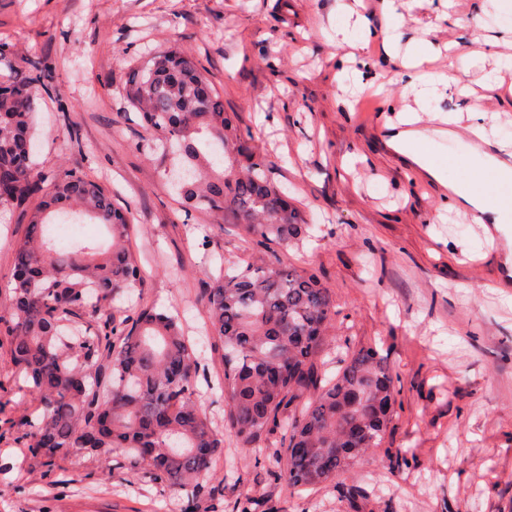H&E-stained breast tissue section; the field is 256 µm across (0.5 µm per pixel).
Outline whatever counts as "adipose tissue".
<instances>
[{"label": "adipose tissue", "mask_w": 512, "mask_h": 512, "mask_svg": "<svg viewBox=\"0 0 512 512\" xmlns=\"http://www.w3.org/2000/svg\"><path fill=\"white\" fill-rule=\"evenodd\" d=\"M417 0H382L381 11L386 20L383 28L373 29L370 23L359 25L357 32L340 27L336 36L343 47L344 60L353 62L362 37L378 34L391 57L405 56L409 73L407 86L415 96L416 110L402 113L396 124L390 127L389 146L418 168L427 178L447 187L449 209L469 217L476 224L493 225L505 240L512 242V211L492 205L486 197L478 196L469 189L470 183L480 181L485 167H496L503 178L512 179V150L491 140L480 121V111H473L470 124H463L459 114L437 112L433 114L434 126L422 125L420 115L430 108V95L435 83L445 80V73L422 71L423 63L433 60L436 50L431 42L414 41L402 44L400 20L403 11L412 9ZM464 142L471 162L456 178H449L446 169L437 165L418 151L419 143H432L443 138Z\"/></svg>", "instance_id": "obj_1"}]
</instances>
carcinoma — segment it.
I'll return each instance as SVG.
<instances>
[{"instance_id": "1", "label": "carcinoma", "mask_w": 512, "mask_h": 512, "mask_svg": "<svg viewBox=\"0 0 512 512\" xmlns=\"http://www.w3.org/2000/svg\"><path fill=\"white\" fill-rule=\"evenodd\" d=\"M23 63L25 76H0V210L41 197L15 249L10 307L0 310V335L40 411L18 445L47 465L71 448L123 451L154 482L187 492L189 512H210L202 480L224 435L197 407L194 349L175 316L116 304L144 286L126 245L131 213L80 171L50 177L35 167L36 88H49V72L36 57ZM124 97L157 133L142 149L179 159L186 177L174 189L185 204L217 220L232 214L265 250L261 264L220 271L206 292L235 437L258 448L281 435L286 448L274 462L296 489L336 479L380 447L392 423L387 360L363 347L324 377L333 297L318 274L281 258L307 225L270 166L233 136V117L196 60L173 45L131 64ZM215 144L224 148L220 171L205 157ZM51 215L91 216L108 226L112 245L55 249L44 234Z\"/></svg>"}]
</instances>
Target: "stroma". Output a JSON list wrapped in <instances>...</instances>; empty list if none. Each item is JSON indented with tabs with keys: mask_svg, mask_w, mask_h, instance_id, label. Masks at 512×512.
<instances>
[{
	"mask_svg": "<svg viewBox=\"0 0 512 512\" xmlns=\"http://www.w3.org/2000/svg\"><path fill=\"white\" fill-rule=\"evenodd\" d=\"M351 0H0L5 61L41 57L52 77L39 94L38 170L83 171L117 206L130 207V247L143 300L177 316L200 361L197 401L224 434L206 485L221 512H512V273L499 269L483 225L450 211L448 191L387 145L385 122L414 105L402 69L380 42L364 55L353 94L336 81L333 35ZM405 40L483 52L435 106L464 111L482 97L486 126L512 130V73L485 42L512 32L496 0H421L406 12ZM206 70L236 117V133L272 168L312 241L286 263L317 271L336 304L323 357L334 376L346 355L376 345L395 376V417L380 448L323 487L297 491L274 478L260 451L230 432L217 387L224 345L209 330L207 288L220 268L258 264L263 249L232 220L189 208L163 179L171 157L145 154L151 139L123 96L125 62L170 45ZM498 74L500 88L487 89ZM27 233L0 214V285ZM34 413L23 374L0 335V512H185L184 493L149 481L130 459L68 452L31 465L15 442Z\"/></svg>",
	"mask_w": 512,
	"mask_h": 512,
	"instance_id": "obj_1",
	"label": "stroma"
}]
</instances>
